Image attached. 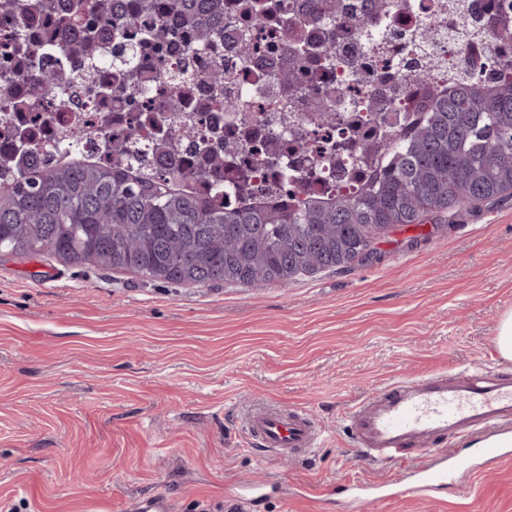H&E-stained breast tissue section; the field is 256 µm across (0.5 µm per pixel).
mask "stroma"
<instances>
[{"label": "stroma", "mask_w": 512, "mask_h": 512, "mask_svg": "<svg viewBox=\"0 0 512 512\" xmlns=\"http://www.w3.org/2000/svg\"><path fill=\"white\" fill-rule=\"evenodd\" d=\"M377 239L372 260L259 290L170 285L45 255L0 254V512H512V457L436 441L464 463L436 497L409 461H367L344 409L391 380L478 367L512 313V192ZM299 408L323 432L301 458L248 446L243 410Z\"/></svg>", "instance_id": "obj_1"}]
</instances>
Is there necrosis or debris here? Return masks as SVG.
I'll use <instances>...</instances> for the list:
<instances>
[{"label":"necrosis or debris","mask_w":512,"mask_h":512,"mask_svg":"<svg viewBox=\"0 0 512 512\" xmlns=\"http://www.w3.org/2000/svg\"><path fill=\"white\" fill-rule=\"evenodd\" d=\"M279 18H291L295 52L332 45L326 78L333 92L325 104L340 127L322 122V103L289 91L277 71L259 69L250 55L236 56L234 82L216 92L210 107L221 128L231 129L240 149L224 162L228 203L264 200L278 192L277 166L252 153L253 141L273 137L288 147L301 197L355 191L370 174L377 155L412 121L420 89H454L462 79L490 87L512 78V44L490 38L494 0H378L375 37L357 28L314 21L296 10L300 0H265ZM122 127L116 115L95 111L75 124L69 113H50L42 139L79 143L83 154L106 160L107 141ZM250 177L238 188L241 171Z\"/></svg>","instance_id":"necrosis-or-debris-1"}]
</instances>
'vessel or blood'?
<instances>
[{
  "instance_id": "vessel-or-blood-1",
  "label": "vessel or blood",
  "mask_w": 512,
  "mask_h": 512,
  "mask_svg": "<svg viewBox=\"0 0 512 512\" xmlns=\"http://www.w3.org/2000/svg\"><path fill=\"white\" fill-rule=\"evenodd\" d=\"M345 420L353 446L365 458H414L425 455L434 439L450 432L512 433V381L480 369L454 382L444 371L398 378L350 406ZM241 423L250 443L278 455H305L320 437L313 419L300 410L250 409ZM455 474L456 467L447 457L417 468L415 491L435 496Z\"/></svg>"
}]
</instances>
